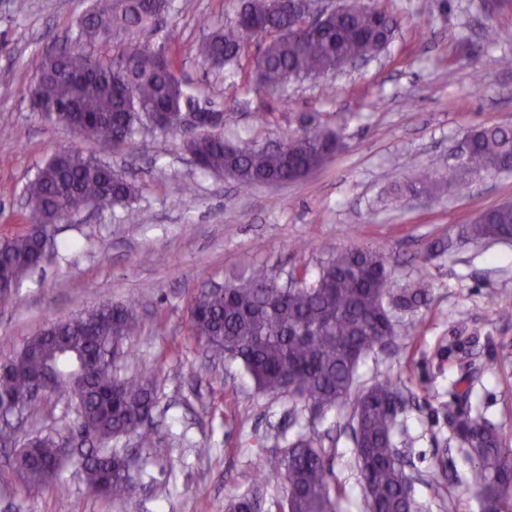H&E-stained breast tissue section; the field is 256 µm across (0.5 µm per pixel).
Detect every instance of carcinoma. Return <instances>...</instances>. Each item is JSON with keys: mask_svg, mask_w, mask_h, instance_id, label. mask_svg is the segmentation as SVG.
I'll return each instance as SVG.
<instances>
[{"mask_svg": "<svg viewBox=\"0 0 512 512\" xmlns=\"http://www.w3.org/2000/svg\"><path fill=\"white\" fill-rule=\"evenodd\" d=\"M174 10V0H92L71 46L63 53L47 51L33 61L37 80L34 106L55 122L94 142L101 154L132 144L147 129V113L168 121L195 99V88L181 81L177 62L151 49L141 34ZM254 17L279 31L264 41L253 60L260 84L274 91L293 81L328 74L355 56L371 57L383 48L394 21L383 11H370L364 0H352L345 11L328 15L311 34L298 24L299 14L285 0H245L234 24L212 29L197 46V56L212 70L243 68L250 43L258 32L241 20ZM112 36L118 48L114 61L89 58L84 47ZM468 149L457 171L484 175L512 161V128L480 127L468 136ZM340 132L314 128L293 137L287 150L241 146L219 131L184 134L181 148L196 156L200 169L225 172L243 188L267 182L296 181L340 149ZM437 167L422 168L407 186L413 193L430 192ZM135 188L97 157L78 149L60 153L40 167L25 187L32 228L0 242V296L8 297L40 265L42 238L49 226L66 218L81 203H119ZM472 240L512 239V205L485 209L466 227ZM320 265L310 283L280 285L265 270L224 285V291L201 289L190 308V331L210 358L238 361L256 387L284 394L314 412L344 404L351 394L359 364L379 343L395 335L393 310L413 312L428 304L430 285L421 280L395 290L386 254L374 248L337 252ZM139 321L128 304L103 303L61 320L31 337L8 363L0 366V406L28 413L35 400V381L55 392L69 391L84 356L103 361L86 376L78 401V426L95 444L77 456L62 455L51 432L31 437L15 464L24 482L52 486L59 470L74 464L96 495L123 500L133 491L129 471L140 454L110 446L129 433L155 458L158 447L150 418L156 405L154 382L142 374L119 377L105 360L115 339L136 334ZM402 394L389 378L376 381L356 399L350 415L355 446L354 465L364 484L368 512H411L405 494L407 473L393 449L392 416ZM457 438L471 460L470 484L487 504L512 495V448L503 446L486 421L467 416ZM331 454L322 439L297 435L281 453L260 458L251 496L231 502L230 512H251L264 487L288 482V512H339L329 471Z\"/></svg>", "mask_w": 512, "mask_h": 512, "instance_id": "cac0c4a2", "label": "carcinoma"}]
</instances>
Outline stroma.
Wrapping results in <instances>:
<instances>
[{
  "label": "stroma",
  "mask_w": 512,
  "mask_h": 512,
  "mask_svg": "<svg viewBox=\"0 0 512 512\" xmlns=\"http://www.w3.org/2000/svg\"><path fill=\"white\" fill-rule=\"evenodd\" d=\"M241 0H175L174 12L143 40L178 60L179 77L200 106L232 109L226 138L261 146L285 142L312 125L338 129L343 150L312 174L285 185L241 189L200 171L171 134L147 131L114 149L115 171L135 184L129 207L82 211L56 224L40 266L0 299V364L53 323L104 302L135 301L141 331L123 341L119 373L156 385L154 432L168 453L144 457L136 492L115 502L93 495L73 468L53 487L25 485L15 452L28 433L66 434L75 418L67 395L39 400L16 442L0 447V512H226L250 490L260 456L298 433L321 438L333 457L341 512H366L354 445L345 431L351 407L324 414L284 395L259 391L236 362L211 363L192 338L189 307L198 290L266 268L280 280L315 275L322 245L385 251L394 285L431 284L427 306L399 315L393 345L375 349L354 384L393 378L407 398L393 441L413 479L412 512H484L468 483L470 464L448 426L453 383L468 376L469 406L512 448V240L471 243L459 236L483 209L512 202V171L442 184L434 198L394 204L389 190L418 167L455 163L461 141L480 126H512V0H377L397 27L385 50L360 69L289 83L272 93L249 71L218 73L196 55L209 28L233 22ZM88 0H0V241L25 233L28 182L55 153L92 142L31 104L33 58L62 44ZM498 37L487 41L486 28ZM265 113L257 121L256 113ZM187 182L191 193L178 194ZM147 212L132 224L128 209ZM449 243L430 256L426 246ZM441 473L440 483L429 480Z\"/></svg>",
  "instance_id": "obj_1"
}]
</instances>
